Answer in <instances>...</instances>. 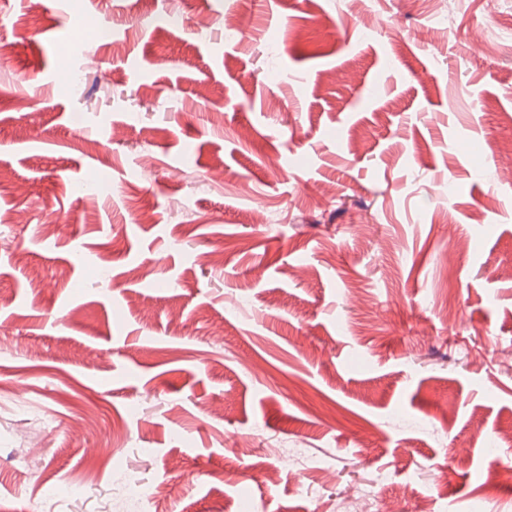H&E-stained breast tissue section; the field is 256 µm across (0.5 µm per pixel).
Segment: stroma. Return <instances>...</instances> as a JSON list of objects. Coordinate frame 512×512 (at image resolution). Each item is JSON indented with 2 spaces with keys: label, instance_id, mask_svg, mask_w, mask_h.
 <instances>
[{
  "label": "stroma",
  "instance_id": "obj_1",
  "mask_svg": "<svg viewBox=\"0 0 512 512\" xmlns=\"http://www.w3.org/2000/svg\"><path fill=\"white\" fill-rule=\"evenodd\" d=\"M510 142L512 0H6L0 508L512 512ZM124 498L127 512H167L163 507V498L159 491L137 482L124 485ZM343 512H375L376 498L370 492L354 491L337 505Z\"/></svg>",
  "mask_w": 512,
  "mask_h": 512
}]
</instances>
